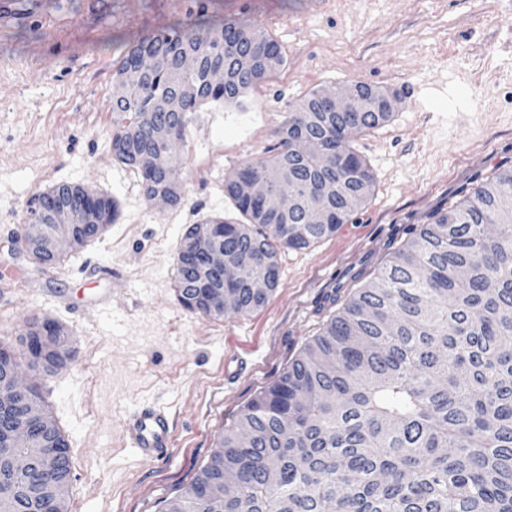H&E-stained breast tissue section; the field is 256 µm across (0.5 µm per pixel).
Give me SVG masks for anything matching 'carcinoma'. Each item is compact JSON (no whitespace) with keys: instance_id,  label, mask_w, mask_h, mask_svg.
Returning a JSON list of instances; mask_svg holds the SVG:
<instances>
[{"instance_id":"1","label":"carcinoma","mask_w":512,"mask_h":512,"mask_svg":"<svg viewBox=\"0 0 512 512\" xmlns=\"http://www.w3.org/2000/svg\"><path fill=\"white\" fill-rule=\"evenodd\" d=\"M234 42L245 63L224 57ZM191 54L198 65L182 68ZM145 55L151 73L132 76ZM224 65L228 79L207 80ZM280 44L244 20L215 22L199 11L192 28L181 23L132 44L114 80L127 97L113 102L118 122L112 154L137 171L146 201L159 194L182 201L183 161L162 156L150 139L167 124L182 140L193 113L207 103L242 105L246 92L284 66ZM190 86L183 114L162 101ZM318 92L304 97L277 131V152L247 160L224 184L244 216L224 225L225 260L240 268L224 281V312L186 294L176 260V293L188 311L212 319L263 307L278 283V251L306 249L349 223L373 191V176L349 140L331 134L344 116L306 111ZM390 112H363L354 132L375 129ZM322 141L308 154L302 140ZM280 179L296 207L279 212L272 199L249 201L240 183ZM334 181L338 197L327 203L324 224L307 223L308 196ZM83 193L60 184L39 194L43 212ZM512 196L505 167L458 203L408 229L407 239L376 275L355 289L307 342L283 373L246 404L224 430L214 459L165 505V512H217L209 492L224 485V512H512V220L499 212ZM89 204L100 223L116 218V203ZM27 256L38 268L57 267L66 255L45 256L30 241ZM68 354L53 350L27 360L29 369L54 374Z\"/></svg>"}]
</instances>
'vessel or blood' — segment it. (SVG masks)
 <instances>
[{"mask_svg": "<svg viewBox=\"0 0 512 512\" xmlns=\"http://www.w3.org/2000/svg\"><path fill=\"white\" fill-rule=\"evenodd\" d=\"M128 445L146 460L165 458L172 444L170 414L153 402H142L129 410L124 419Z\"/></svg>", "mask_w": 512, "mask_h": 512, "instance_id": "vessel-or-blood-1", "label": "vessel or blood"}]
</instances>
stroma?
<instances>
[{
    "instance_id": "1",
    "label": "stroma",
    "mask_w": 512,
    "mask_h": 512,
    "mask_svg": "<svg viewBox=\"0 0 512 512\" xmlns=\"http://www.w3.org/2000/svg\"><path fill=\"white\" fill-rule=\"evenodd\" d=\"M281 44L286 63L242 109L205 106L176 147L178 207L146 202L112 155V76L131 44L198 8ZM368 85L397 98L356 134L374 191L352 220L304 250L281 249L267 304L214 320L177 300L176 258L202 219L241 221L224 181L263 157L292 107L316 89ZM512 166V0H51L0 28V344L32 315L67 330L72 358L39 378L71 455L70 512H162L225 428L346 299L387 263L411 225ZM80 184L114 199L116 219L62 266L39 269L15 236L38 194ZM168 408L169 455L142 460L123 418Z\"/></svg>"
}]
</instances>
